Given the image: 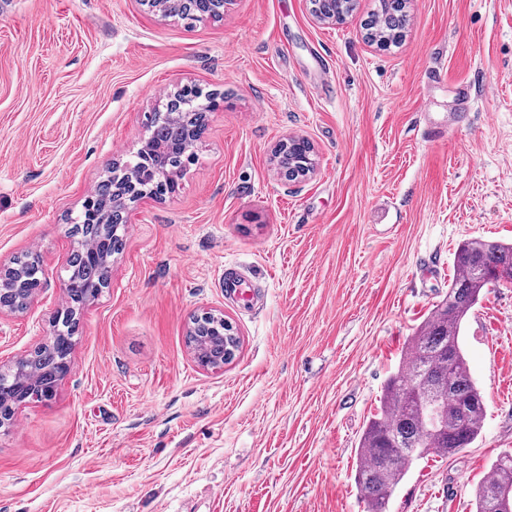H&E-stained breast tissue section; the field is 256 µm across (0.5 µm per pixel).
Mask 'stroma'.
I'll list each match as a JSON object with an SVG mask.
<instances>
[{"mask_svg": "<svg viewBox=\"0 0 512 512\" xmlns=\"http://www.w3.org/2000/svg\"><path fill=\"white\" fill-rule=\"evenodd\" d=\"M378 6L323 24L309 0H232L189 26L139 0H0V265L42 270L27 309L0 312V368L68 307L73 221L163 95L223 102L177 192L133 204L55 397L0 427V512H366L355 450L388 377L461 244L512 240V0H407L388 47L365 38ZM427 112L459 119L433 135ZM292 135L316 152L305 181L270 161ZM205 309L242 341L217 370L186 344ZM461 342L482 432L418 460L388 512H476L512 452V287Z\"/></svg>", "mask_w": 512, "mask_h": 512, "instance_id": "35a3bbf8", "label": "stroma"}]
</instances>
